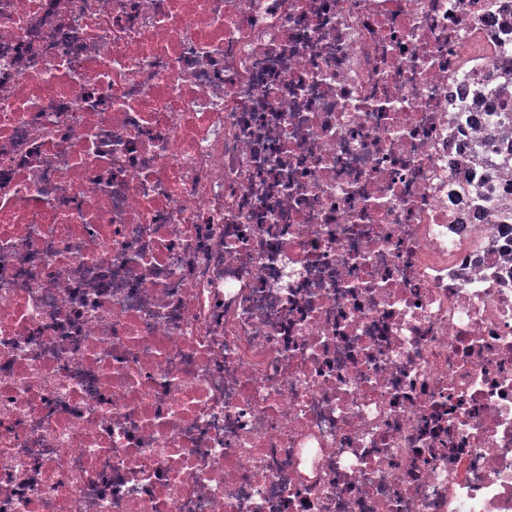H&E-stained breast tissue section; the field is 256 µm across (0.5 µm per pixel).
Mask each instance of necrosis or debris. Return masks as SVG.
I'll return each mask as SVG.
<instances>
[{
  "instance_id": "necrosis-or-debris-1",
  "label": "necrosis or debris",
  "mask_w": 512,
  "mask_h": 512,
  "mask_svg": "<svg viewBox=\"0 0 512 512\" xmlns=\"http://www.w3.org/2000/svg\"><path fill=\"white\" fill-rule=\"evenodd\" d=\"M512 0H0V512H512Z\"/></svg>"
}]
</instances>
